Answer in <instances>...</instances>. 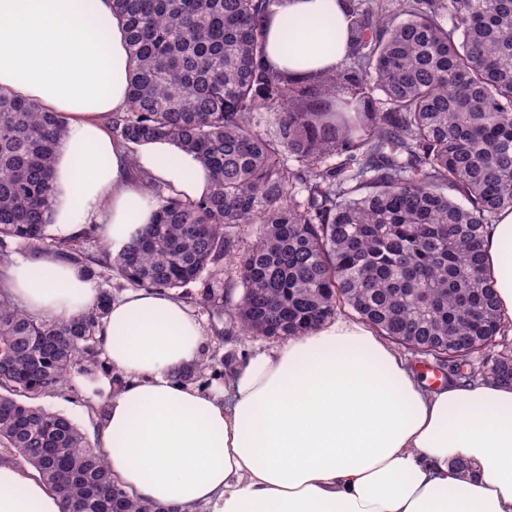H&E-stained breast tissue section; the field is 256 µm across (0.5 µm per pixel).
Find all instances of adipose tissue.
Returning a JSON list of instances; mask_svg holds the SVG:
<instances>
[{
    "label": "adipose tissue",
    "mask_w": 512,
    "mask_h": 512,
    "mask_svg": "<svg viewBox=\"0 0 512 512\" xmlns=\"http://www.w3.org/2000/svg\"><path fill=\"white\" fill-rule=\"evenodd\" d=\"M263 33L292 70L338 63L352 18L345 0H290ZM131 60L113 0H0V93L58 113L50 223L100 227L119 249L151 223L147 185L199 199L204 165L174 144L113 138L128 107ZM483 254L512 325V210L486 228ZM31 316L68 320L93 284L52 253L0 269ZM112 391L93 448L136 499L191 512H512V386L494 380L428 388L366 323L331 319L278 341L204 391L178 371L204 358L205 330L168 292L117 295L98 333ZM0 512H60L39 477L0 462Z\"/></svg>",
    "instance_id": "obj_1"
}]
</instances>
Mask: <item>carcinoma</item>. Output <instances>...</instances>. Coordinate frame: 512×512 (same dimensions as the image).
I'll list each match as a JSON object with an SVG mask.
<instances>
[{
	"label": "carcinoma",
	"instance_id": "1",
	"mask_svg": "<svg viewBox=\"0 0 512 512\" xmlns=\"http://www.w3.org/2000/svg\"><path fill=\"white\" fill-rule=\"evenodd\" d=\"M113 2L132 73L112 135L194 153L211 192L155 188L152 223L115 253L91 226L52 238L63 124L0 95L1 268L16 242L133 288L233 275L244 336H300L347 307L450 380L512 384L511 351L470 363L506 327L483 233L512 209V0H346V58L303 71L269 59L263 30L278 0ZM259 112L274 116L270 129ZM254 224L255 242L238 250L233 230ZM112 298L100 288L76 317L42 320L0 286V447L54 487L61 512H180L137 501L72 419L19 400L97 364Z\"/></svg>",
	"mask_w": 512,
	"mask_h": 512
}]
</instances>
